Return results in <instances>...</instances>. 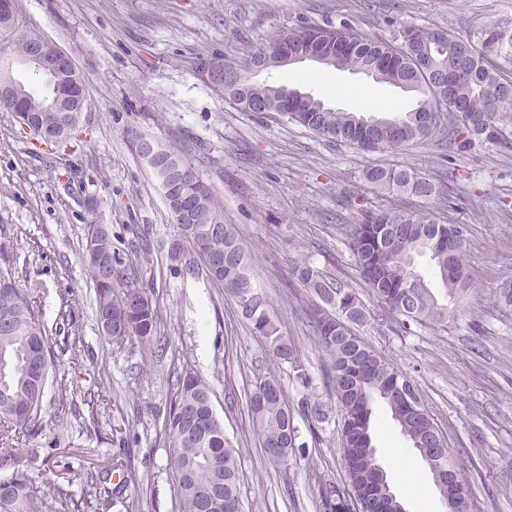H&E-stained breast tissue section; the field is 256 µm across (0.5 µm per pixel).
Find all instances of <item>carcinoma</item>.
<instances>
[{
    "instance_id": "1",
    "label": "carcinoma",
    "mask_w": 512,
    "mask_h": 512,
    "mask_svg": "<svg viewBox=\"0 0 512 512\" xmlns=\"http://www.w3.org/2000/svg\"><path fill=\"white\" fill-rule=\"evenodd\" d=\"M328 31L337 70L376 65V80L419 96L417 106L362 130L363 116L336 111L309 97L285 111L283 87L251 80L250 66L265 56L276 61L274 49L281 42L295 53L316 45L317 33ZM1 53L24 58L43 37L12 22ZM512 56V33L491 25L465 35L445 32L436 44L431 28L407 25L397 42L370 40L347 28L304 25L285 28L264 47L239 60L224 61V82L236 89L235 104L244 112L247 102L260 100L269 112H287L289 119L317 135L364 149H392L417 139L449 142V148L465 152L474 138L500 142L495 124L497 112L512 105V78L493 64L495 56ZM26 103L44 127L59 132L50 144L66 145L76 125L63 131L69 115L47 112L41 105L46 91L22 84ZM439 115L422 125L418 115ZM364 180L382 190L429 201L446 203L448 185L436 183L406 168H373ZM195 224L174 216L181 241L176 260L180 270L206 275L222 285L241 314L250 320L264 341L269 355L291 366L292 378L306 388L311 378L296 348L283 336L270 317L268 303L254 283L249 256L239 244L231 225L224 223L220 206L210 191L195 199ZM464 224H450L436 213L402 210H362V219L349 225L347 246L362 280L402 332L411 326L438 325L448 319V305L439 303L433 288L459 302L473 291L466 260ZM87 248L98 260L85 259L87 272L97 292L95 312L100 332L112 343L128 342L144 348L157 344L159 309L150 294L138 284L137 269L114 257L112 233L105 224H90ZM429 258L434 285L417 269L416 258ZM14 255L8 237L0 240V512H79L73 495L58 488L42 491L24 468L28 457L40 451L60 449L67 431V406L75 405L80 392L75 380L59 370L37 303L15 286L11 264ZM293 279L311 299L304 310L315 342L325 357L323 380L335 395L344 416L338 430V453L344 465L348 488H322L324 512H403L398 497L388 494L389 481L374 478L377 462L372 423L376 406L386 405L410 447L431 467L448 470V484L440 491L448 512H469L470 490L460 468L448 451L444 436L434 426L419 389L408 374L397 371L380 353L358 336L353 328L365 320L364 304L349 284L332 278L308 261L297 263ZM495 306L512 311V287L491 289ZM57 391L58 406L51 422L44 419L47 387ZM213 391L204 379L187 372L177 378L174 400L165 418L172 453L178 512H225L239 500L237 451L224 438V425L212 406ZM249 411L264 455L274 467L302 448L297 443L294 412L323 423L326 414L307 397L288 404L281 384L274 378L257 382L249 399ZM34 442L33 448L26 444ZM110 494L102 482L86 478L82 502L97 501Z\"/></svg>"
}]
</instances>
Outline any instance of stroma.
Returning a JSON list of instances; mask_svg holds the SVG:
<instances>
[{
    "mask_svg": "<svg viewBox=\"0 0 512 512\" xmlns=\"http://www.w3.org/2000/svg\"><path fill=\"white\" fill-rule=\"evenodd\" d=\"M20 21L67 51L86 77L82 145L53 152L0 109V225L15 252L14 278L33 291L52 344L79 336L60 367L83 390L112 386L108 410L86 429L88 406L71 422L69 447L30 466L38 487L80 494L88 473L109 477L112 498L81 512H177L165 415L180 374L202 376L224 434L238 451L241 512H323L321 488L346 485L336 448L341 411L323 382L324 360L302 312L291 271L306 260L351 283L366 307L357 332L417 384L424 406L471 487L470 512H512V314L489 290L512 269V107L497 115L502 143L477 144L447 165L440 144L419 140L365 151L321 138L279 112H244L196 70L200 55L238 58L281 29L348 27L379 41L414 24L467 34L491 22L512 29V0H19ZM257 81L378 117L412 109V93L362 73L314 62L268 69ZM170 146L196 171L249 251L269 313L295 344L312 381L301 390L271 357L223 288L173 269L177 227L163 192L133 144L134 133ZM372 167H403L438 180L457 176L444 215L468 228L476 290L443 325L404 333L383 316L346 246L360 209L402 208L404 196L372 188ZM106 224L121 258L140 268L160 312L164 348L112 346L94 314L95 287L81 261L87 224ZM73 320L57 329L61 298ZM278 379L289 403L320 404L327 420L295 425L305 447L287 469L270 466L248 409L257 380ZM377 456L405 512H447L429 467L386 407L373 422ZM412 466L415 477L401 478Z\"/></svg>",
    "mask_w": 512,
    "mask_h": 512,
    "instance_id": "obj_1",
    "label": "stroma"
}]
</instances>
